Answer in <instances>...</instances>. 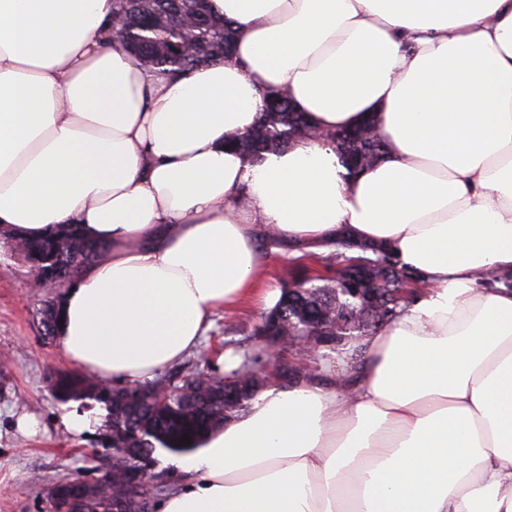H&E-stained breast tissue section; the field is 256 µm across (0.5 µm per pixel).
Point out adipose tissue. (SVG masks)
<instances>
[{
  "mask_svg": "<svg viewBox=\"0 0 512 512\" xmlns=\"http://www.w3.org/2000/svg\"><path fill=\"white\" fill-rule=\"evenodd\" d=\"M232 61L135 65L114 0H0V224L104 244L57 341L103 382L193 352L258 284L263 236L344 232L418 275L361 364L268 381L191 452L159 512H512V0H210ZM287 88L316 132L374 119L390 143L348 177L315 139L225 149Z\"/></svg>",
  "mask_w": 512,
  "mask_h": 512,
  "instance_id": "adipose-tissue-1",
  "label": "adipose tissue"
}]
</instances>
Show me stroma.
Wrapping results in <instances>:
<instances>
[{
  "mask_svg": "<svg viewBox=\"0 0 512 512\" xmlns=\"http://www.w3.org/2000/svg\"><path fill=\"white\" fill-rule=\"evenodd\" d=\"M46 298V291L31 288L27 263L1 238L0 512H47L46 489L52 482L112 461L97 442V429L73 435L62 426V415L78 403L61 400L54 391L57 376L72 366L58 341L43 334L37 311ZM261 314L251 302L231 315L216 312L204 341L179 369L223 377L227 355L252 353ZM24 416L36 420L35 434L18 429Z\"/></svg>",
  "mask_w": 512,
  "mask_h": 512,
  "instance_id": "35a3bbf8",
  "label": "stroma"
}]
</instances>
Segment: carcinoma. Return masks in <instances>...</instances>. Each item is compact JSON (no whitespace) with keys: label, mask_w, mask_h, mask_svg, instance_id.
<instances>
[{"label":"carcinoma","mask_w":512,"mask_h":512,"mask_svg":"<svg viewBox=\"0 0 512 512\" xmlns=\"http://www.w3.org/2000/svg\"><path fill=\"white\" fill-rule=\"evenodd\" d=\"M115 9L125 19V27L113 31L112 37L124 41L137 65L187 72L207 64L224 63L233 56V28L209 11L206 0H116ZM185 13L200 45V51L194 54L182 51ZM262 98L264 107L258 121L233 142L241 152L258 157L319 136L309 127L303 113L292 105L288 91L266 90ZM371 131L370 126L336 129L319 137L335 150L352 174L375 165L389 150L387 136L381 132L373 135ZM21 246L26 259L39 262L42 269L52 272L47 288L55 296L40 312L42 326L51 334L61 315V290L70 287L95 263L104 247L87 239L77 224H64L51 237L24 239ZM370 258L388 270V276L375 286L376 297L388 305L387 316L380 315L371 322L354 319L360 309L359 300L354 298L355 284L344 276H328L337 272L346 259L336 244L327 256L304 251L296 257L297 263L286 272V277L297 291L291 295L281 291L273 309L278 328L289 325L302 330L324 317L322 331L330 343L328 349L341 353L350 368H356L360 353L354 344L395 319L404 304L399 288L412 278L387 248H378ZM197 375L193 371L175 379L158 376L148 382L156 389L171 384L177 388L188 386V394L164 402L137 398L139 384L106 388L91 375L63 373L56 380L55 390L62 398L90 399L109 409L101 445L124 449L126 468L131 470L150 466L159 448L175 453L191 451L210 429L224 421V380L210 376L207 382L197 383ZM185 434L191 437V442L181 446L179 442ZM111 504V496L91 493L82 504V512H110Z\"/></svg>","instance_id":"carcinoma-1"}]
</instances>
